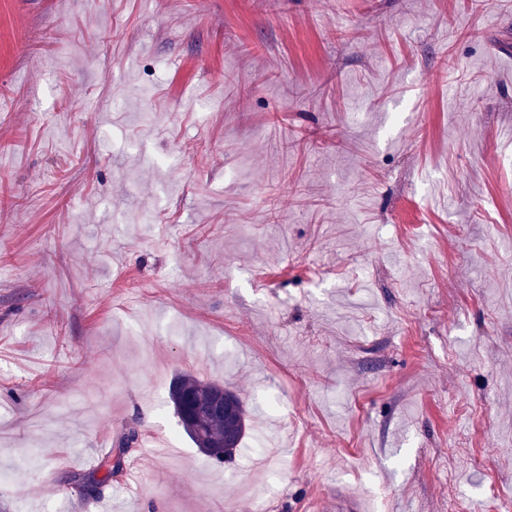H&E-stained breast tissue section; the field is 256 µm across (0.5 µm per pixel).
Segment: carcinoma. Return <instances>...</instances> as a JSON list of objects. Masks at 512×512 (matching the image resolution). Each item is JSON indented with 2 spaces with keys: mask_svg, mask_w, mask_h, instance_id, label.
Listing matches in <instances>:
<instances>
[{
  "mask_svg": "<svg viewBox=\"0 0 512 512\" xmlns=\"http://www.w3.org/2000/svg\"><path fill=\"white\" fill-rule=\"evenodd\" d=\"M216 383L200 380L190 374L177 376L169 386V401L173 407L184 433L191 439L196 448L207 456L209 450L217 444L224 445V453L232 457L240 448L250 426L248 410L238 395H233L235 413L231 417H223L212 413L198 416L193 424L183 422L182 398L192 395L199 401H206L213 394ZM137 440V429L130 428L122 432L118 438L117 450L112 451L99 460L97 470L112 462L115 468H111L104 474L106 481H112L114 470L123 468L126 448Z\"/></svg>",
  "mask_w": 512,
  "mask_h": 512,
  "instance_id": "carcinoma-1",
  "label": "carcinoma"
}]
</instances>
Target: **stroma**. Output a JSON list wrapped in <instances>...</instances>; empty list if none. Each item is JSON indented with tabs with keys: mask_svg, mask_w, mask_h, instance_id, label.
<instances>
[{
	"mask_svg": "<svg viewBox=\"0 0 512 512\" xmlns=\"http://www.w3.org/2000/svg\"><path fill=\"white\" fill-rule=\"evenodd\" d=\"M106 426L179 453L87 499ZM343 492L512 504V0H0V512ZM215 388V382L203 381L190 374H181L170 383L168 397L184 433L191 439L196 448L214 463L223 464L224 460L231 458L240 448L250 426V416L246 406L237 394L232 392L233 402L226 388L225 392L223 387L213 394ZM188 394L203 402L207 401L213 394L210 403L213 410L222 415L230 416L235 407V413L228 418L212 413H204L198 416L195 423L186 424L183 420L182 398ZM217 444H224V449L214 448L213 446ZM211 448H213L211 455L219 459L210 457L209 450ZM224 453L227 458H224Z\"/></svg>",
	"mask_w": 512,
	"mask_h": 512,
	"instance_id": "1",
	"label": "stroma"
}]
</instances>
